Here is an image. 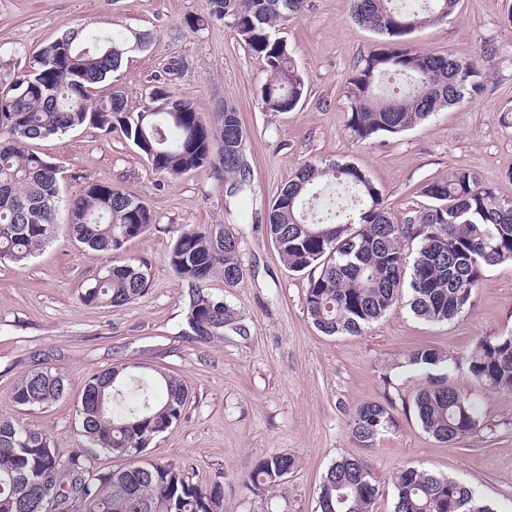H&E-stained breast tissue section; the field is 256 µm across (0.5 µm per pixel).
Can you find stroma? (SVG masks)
I'll list each match as a JSON object with an SVG mask.
<instances>
[{"instance_id":"obj_1","label":"stroma","mask_w":512,"mask_h":512,"mask_svg":"<svg viewBox=\"0 0 512 512\" xmlns=\"http://www.w3.org/2000/svg\"><path fill=\"white\" fill-rule=\"evenodd\" d=\"M511 9L512 0H459L448 19L413 32L417 47L476 61L484 89L408 131L359 144L347 129L346 80L384 39L352 18L350 0H307L301 15L280 24L305 82L291 112L264 109L265 65L232 28L215 19L200 29L186 25L208 12L207 0H0V75L23 71L46 43L80 27L152 32L148 49L130 54L111 77L127 111H140L160 85L190 100L209 123L232 105L248 134L250 171L248 186L231 197L227 182L209 171L176 178L154 171L117 129L107 134L88 124L32 142L61 169L62 225L91 183L118 186L151 208L155 224L122 253L151 278L131 304L85 305L84 289L112 258L63 229L25 267L0 262V417L42 430L61 459L81 454L88 471L111 470L118 458L86 451L81 391L113 363H135L177 375L189 389L181 421L149 445L145 460L179 466L203 486L222 482L224 512H315L322 476L342 456L365 460L384 482L374 512H391L392 482L410 466L465 483L493 512H512V394L451 370L476 402L481 429L442 443L424 432L412 404L433 372L406 363L422 345L460 361L478 339L512 333V263L485 271L473 307L452 321L431 324L400 307L360 335L327 336L307 315L309 272H289L263 223L252 219L300 166L330 160L364 171L396 220L425 205L424 185L459 168L512 198V119L505 117L512 110V28L504 24ZM198 224H221L242 238L243 279L230 288L216 278L210 288L247 335L228 331L196 343L183 334L187 289L169 253L179 231ZM40 364L66 377V397L42 410L18 406L16 382ZM366 402L393 405L392 425L371 448L355 445L349 433L351 414ZM274 453L298 460L283 488L246 491V475Z\"/></svg>"}]
</instances>
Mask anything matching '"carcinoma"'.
<instances>
[{
	"instance_id": "obj_1",
	"label": "carcinoma",
	"mask_w": 512,
	"mask_h": 512,
	"mask_svg": "<svg viewBox=\"0 0 512 512\" xmlns=\"http://www.w3.org/2000/svg\"><path fill=\"white\" fill-rule=\"evenodd\" d=\"M397 0H351L354 19L390 46L364 57L346 81L347 129L358 143L381 133L399 134L432 114L483 90L475 62L419 50L405 38L441 22L459 0H420L414 8ZM205 16L186 24L197 29L217 19L231 27L265 63L270 78L260 87L265 109L292 112L305 93L278 23L299 14L304 0H209ZM140 42L152 34H101L73 30L46 44L22 79H0V261L26 265L55 236L59 167L29 149V142L64 135L86 124L109 134L120 128L152 168L170 176L209 169L231 181L237 194L247 185V133L239 112L211 125L190 101L164 88L154 90L141 111L125 110L124 97H93L97 85L118 72ZM431 204L394 220L380 190L356 165L309 162L297 169L268 208L266 231L291 271L319 270L311 277L306 310L326 336L358 335L402 303L430 323L448 322L473 306L484 272L512 261V200L499 197L465 169L422 188ZM155 223L142 200L109 184L91 183L70 207L68 234L93 251L118 253ZM242 238L222 224L185 228L169 261L187 283L185 336L207 343L229 330L246 333L224 298L209 291L215 275L232 287L243 277ZM150 275L140 264L116 260L85 289L91 306L119 307L146 291ZM442 351L420 346L411 366L438 368ZM469 378L512 393V334L480 339L466 358ZM68 381L51 367L24 375L13 388L21 407L44 409L66 396ZM188 389L174 374L140 372L118 364L90 377L79 417L87 452L124 460L90 474L85 458L63 461L39 429L0 418V512H223L224 487L202 486L173 464L141 459L159 435L177 424ZM414 409L423 430L450 443L480 426L477 405L441 376L417 391ZM393 423L389 408L367 402L350 421L354 443L371 448ZM297 466L289 453L257 462L244 480L253 493L275 491ZM393 512H493L474 491L446 476L412 467L393 483ZM384 495L368 464L337 459L322 476L317 512H373Z\"/></svg>"
}]
</instances>
